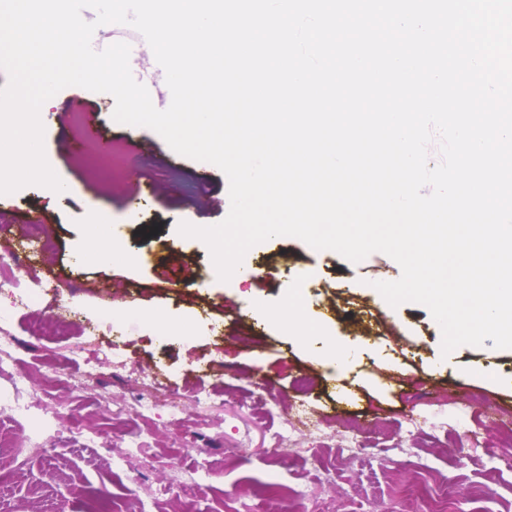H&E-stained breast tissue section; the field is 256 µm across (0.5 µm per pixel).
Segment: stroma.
Listing matches in <instances>:
<instances>
[{"instance_id": "stroma-1", "label": "stroma", "mask_w": 512, "mask_h": 512, "mask_svg": "<svg viewBox=\"0 0 512 512\" xmlns=\"http://www.w3.org/2000/svg\"><path fill=\"white\" fill-rule=\"evenodd\" d=\"M75 95L74 87L62 89L41 115L46 158L71 193L59 196L28 186L9 194L8 201L16 217L34 207L48 213L52 244L33 260L38 274L51 269L61 284L82 288L67 300L79 313L68 335L50 339L29 327L54 307L49 295L35 312L17 313L12 333L20 368L32 386V414L44 419L45 433L57 438V452L85 478L62 479L54 459H35L20 473L0 474V512H86L97 500L106 502L107 512H139L141 502L152 500L159 501L161 512H291L292 501L279 490L283 484L305 491L303 512H427L429 498L452 480L457 483L454 512H474L478 506L483 512H512V470L500 469L488 454L498 445V421L481 414L484 402L492 400L512 417L511 351L494 348L488 339L479 347H458L452 360L440 362L441 329L429 310L415 303L393 307L372 293L376 277L401 275L399 265L380 252L354 264L334 251H316L281 236L244 256V264L258 271L253 280L241 282L229 273L212 277V253L182 227L217 224L227 216L225 175L210 163L175 153L149 128L115 122L108 111L110 94L89 93L97 111H68L67 101ZM91 126L131 157V168L121 176L93 173L83 156L63 150L64 141ZM16 217L0 222V244L23 241L27 227ZM99 222L118 226L117 245L129 254L128 263L79 260L87 225ZM174 269L190 287L168 289L166 274ZM297 276L304 279L303 319H318L333 343L354 353L340 379L327 378L321 367L327 344L305 342L267 318L287 306L288 284ZM129 305L136 313L121 361L114 364L104 352L115 333L92 338L85 329L101 311ZM165 333L171 339L166 350L158 342ZM47 352L68 363L52 382L44 381L35 363ZM202 358L223 365V373L199 372ZM89 361L97 364L105 388H79L78 371ZM164 364L172 387L194 384L212 397L185 399L182 425L154 418V436L129 465L130 473L143 475L130 497L122 481L110 477L123 446L112 415L133 404ZM483 369L492 370L494 380L478 379ZM304 375L311 379L307 397L321 421L318 439L303 442L300 456H268L275 431L299 406L297 382ZM422 403L445 417L470 405L471 422L479 426L486 450L472 454L461 436L426 430L416 437L426 449L420 458L426 476L416 481L391 446L412 408ZM74 417L85 430L112 433L95 466H87L72 449L68 426ZM192 435L199 440L198 451L181 452ZM347 435L365 443L357 458L342 452ZM228 448L237 451L230 460L224 457ZM203 454L214 462V474L193 501H185L170 474L192 475ZM487 488L494 494L485 499L481 493Z\"/></svg>"}]
</instances>
